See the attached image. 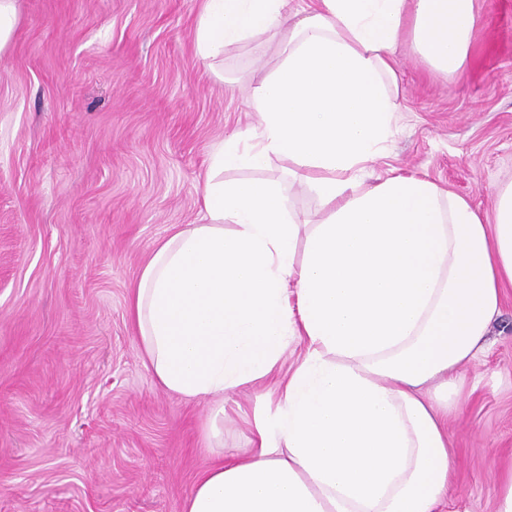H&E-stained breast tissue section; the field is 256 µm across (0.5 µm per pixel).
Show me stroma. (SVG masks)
Wrapping results in <instances>:
<instances>
[{
  "instance_id": "stroma-1",
  "label": "stroma",
  "mask_w": 512,
  "mask_h": 512,
  "mask_svg": "<svg viewBox=\"0 0 512 512\" xmlns=\"http://www.w3.org/2000/svg\"><path fill=\"white\" fill-rule=\"evenodd\" d=\"M202 0H17L0 56V512H182L214 456L245 455L263 383L186 401L164 389L129 315L130 290L172 225L202 221L210 156L257 125L252 79L282 47L264 33L206 62ZM400 93L369 175L419 173L491 211L512 181V0H483L462 73L400 44ZM224 180L279 183V160ZM448 420L455 472L443 512H494L512 458V288ZM219 435L205 444L207 424Z\"/></svg>"
}]
</instances>
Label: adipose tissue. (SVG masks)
<instances>
[{
  "label": "adipose tissue",
  "instance_id": "1",
  "mask_svg": "<svg viewBox=\"0 0 512 512\" xmlns=\"http://www.w3.org/2000/svg\"><path fill=\"white\" fill-rule=\"evenodd\" d=\"M205 0L203 58L263 32L283 59L250 83L260 122L212 154L205 221L159 240L129 316L161 385L199 401L305 353L258 414L249 456L216 460L182 512H436L453 468L448 408L512 288V183L490 214L417 174L368 181L392 131L396 50L459 73L478 0ZM277 183L225 182L270 158ZM283 167L284 164L273 157L268 166L263 170L245 168L230 169L224 170V174L221 177L224 178V181L242 179H265L275 181L279 183L283 194L287 198V203H289L292 210L310 219L318 218L317 205L312 193L299 185L289 187L288 177L285 175Z\"/></svg>",
  "mask_w": 512,
  "mask_h": 512
}]
</instances>
